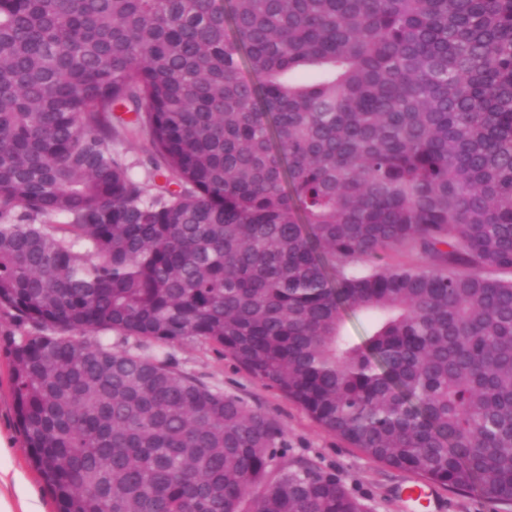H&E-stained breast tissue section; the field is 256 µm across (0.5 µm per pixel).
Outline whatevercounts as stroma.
Wrapping results in <instances>:
<instances>
[{"label": "stroma", "instance_id": "1", "mask_svg": "<svg viewBox=\"0 0 512 512\" xmlns=\"http://www.w3.org/2000/svg\"><path fill=\"white\" fill-rule=\"evenodd\" d=\"M19 334L20 329L10 315L0 313V446L8 450L6 456L0 457V463L21 473L29 488L40 497L45 512H53L52 498L27 459L14 420L9 367L3 349ZM167 351L185 372L241 396L279 419L288 431V462L312 464L336 473L348 491L367 505L368 512H407L398 490L413 481V473L374 462L349 447L323 430L299 405L250 376L231 355L210 344L194 341L168 346ZM435 491L446 504L445 512H512V504L492 501L478 491L459 492L441 485Z\"/></svg>", "mask_w": 512, "mask_h": 512}]
</instances>
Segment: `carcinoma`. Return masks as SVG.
<instances>
[{"label":"carcinoma","instance_id":"obj_1","mask_svg":"<svg viewBox=\"0 0 512 512\" xmlns=\"http://www.w3.org/2000/svg\"><path fill=\"white\" fill-rule=\"evenodd\" d=\"M0 312L56 512H367L194 340L511 503L512 0H0ZM146 135H141L139 139L130 142H116L114 148L119 151L133 167V172L139 177L146 174L147 166L146 156L143 147L146 144Z\"/></svg>","mask_w":512,"mask_h":512}]
</instances>
